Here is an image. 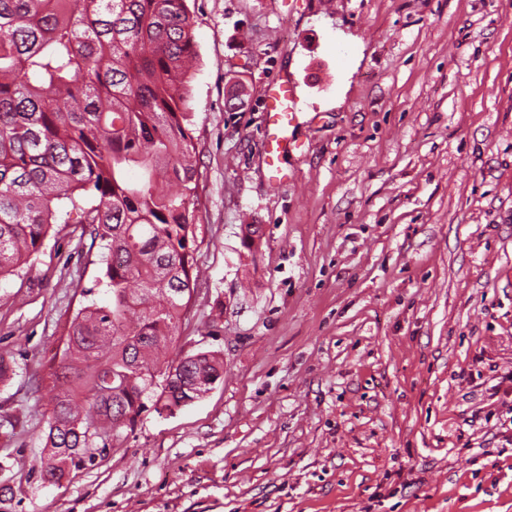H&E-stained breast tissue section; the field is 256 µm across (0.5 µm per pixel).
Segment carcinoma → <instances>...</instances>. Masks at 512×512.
<instances>
[{
  "label": "carcinoma",
  "mask_w": 512,
  "mask_h": 512,
  "mask_svg": "<svg viewBox=\"0 0 512 512\" xmlns=\"http://www.w3.org/2000/svg\"><path fill=\"white\" fill-rule=\"evenodd\" d=\"M196 61L187 0H0V279L53 225L83 224L111 294L76 312L43 377L56 483L223 377L213 352L159 358L198 283Z\"/></svg>",
  "instance_id": "1"
}]
</instances>
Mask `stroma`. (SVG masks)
I'll return each mask as SVG.
<instances>
[{"mask_svg": "<svg viewBox=\"0 0 512 512\" xmlns=\"http://www.w3.org/2000/svg\"><path fill=\"white\" fill-rule=\"evenodd\" d=\"M188 6L200 280L170 350L224 378L45 482L43 365L110 299L99 245L54 225L0 280L13 512H512V0ZM281 79L298 148L275 188ZM266 110V135L264 164L269 174L271 185H280L287 180L282 158L294 149L288 136V127L297 117L296 97L293 86L288 80L270 83L264 90Z\"/></svg>", "mask_w": 512, "mask_h": 512, "instance_id": "stroma-1", "label": "stroma"}]
</instances>
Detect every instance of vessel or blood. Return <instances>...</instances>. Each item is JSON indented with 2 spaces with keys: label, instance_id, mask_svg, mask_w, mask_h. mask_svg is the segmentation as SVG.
Here are the masks:
<instances>
[{
  "label": "vessel or blood",
  "instance_id": "1",
  "mask_svg": "<svg viewBox=\"0 0 512 512\" xmlns=\"http://www.w3.org/2000/svg\"><path fill=\"white\" fill-rule=\"evenodd\" d=\"M266 110V135L264 164L271 185H280L288 175L282 167V159L293 148L288 128L297 117L296 97L288 81H275L264 90Z\"/></svg>",
  "mask_w": 512,
  "mask_h": 512
}]
</instances>
